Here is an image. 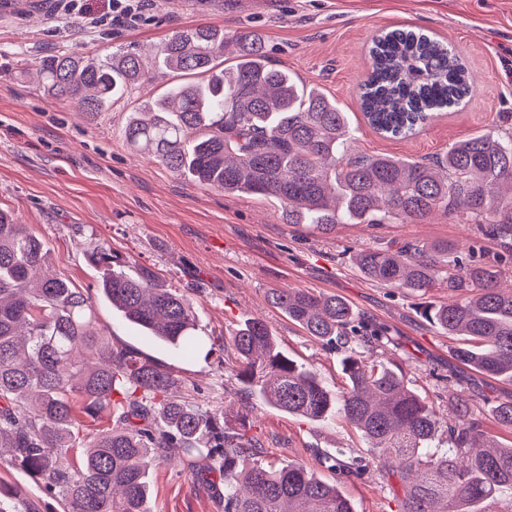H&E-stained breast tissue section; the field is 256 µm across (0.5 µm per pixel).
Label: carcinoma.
<instances>
[{
    "mask_svg": "<svg viewBox=\"0 0 512 512\" xmlns=\"http://www.w3.org/2000/svg\"><path fill=\"white\" fill-rule=\"evenodd\" d=\"M224 64V27L173 33L158 66L202 80L170 86L129 118L125 138L171 171L229 195L272 198L285 224L327 233L338 224H419L442 213L475 224L512 253V132L456 141L439 160L345 154L347 113L318 86H306L266 60L262 36L234 32ZM363 114L378 133L414 135L462 103L473 79L443 41L414 30L381 33L370 47ZM39 85L53 99L102 112L148 79L137 53L100 61L74 55L38 63ZM42 238L0 210V457L38 478L62 512H152L149 469L177 461L196 484L224 482V512H355L333 483L306 465L267 458L247 416L179 395L158 364L112 347L96 328L92 299L49 270ZM101 295L123 319L190 356L205 344L193 301L148 270L112 267L99 247ZM355 265L368 280L419 297L439 281L454 299L416 306L428 323L463 343L457 362L512 381V288L483 262L466 263L448 244L365 248ZM271 306L341 356L345 387L329 389L311 369L276 351L268 326L253 319L229 337L237 393L308 420L343 415L363 435V456L316 453L353 480L392 459L396 512H490L512 492V440L486 443L483 422L457 397L451 419L439 414L374 349L395 344L388 329L361 319L340 296L272 289ZM107 427L85 431L80 416ZM512 433V402L492 410ZM448 449L431 452L439 432Z\"/></svg>",
    "mask_w": 512,
    "mask_h": 512,
    "instance_id": "cac0c4a2",
    "label": "carcinoma"
}]
</instances>
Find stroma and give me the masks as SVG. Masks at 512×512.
Wrapping results in <instances>:
<instances>
[{
  "label": "stroma",
  "mask_w": 512,
  "mask_h": 512,
  "mask_svg": "<svg viewBox=\"0 0 512 512\" xmlns=\"http://www.w3.org/2000/svg\"><path fill=\"white\" fill-rule=\"evenodd\" d=\"M102 16L91 28L57 11L54 0H14L0 11V209L26 224L48 248L51 269L92 299L96 326L123 346L173 371L181 393L210 402L235 418L240 405L225 354L181 355L145 336L99 295L100 274L89 255L110 250L122 269L148 268L157 281L198 306L200 333L221 341L252 319L265 322L282 355L313 368L330 389L344 378L327 351L273 308V288H309L343 297L360 313L391 328L397 346L377 348L404 372L412 387L453 416L462 397L500 441L512 440L485 411L512 401V382L458 363L454 340L422 320L414 298L369 281L353 255L365 247L407 242L446 243L460 253L497 261L512 283V254L474 224L436 214L419 224H340L320 233L285 224L278 202L234 196L194 184L130 148L124 130L131 112L162 95L181 75L155 72L151 81L117 97L106 111L82 112L71 101L45 96L30 65L51 54L101 59L117 48L150 56L176 30L217 24L246 27L265 37L267 59L305 85H317L348 112L354 155L430 161L470 136L512 128V0H147L139 25L113 26L108 0H88ZM412 29L448 43L474 77L469 101L440 113L417 134L395 139L376 133L361 111L359 84L371 68L368 47L381 32ZM251 433L274 456L318 468L313 451L361 456L360 432L337 415L308 423L249 399ZM356 512H394V479L370 469L357 480H337ZM154 512H220L207 490L167 465L150 472ZM0 487L39 512H61L58 501L20 470L0 463Z\"/></svg>",
  "instance_id": "stroma-1"
}]
</instances>
